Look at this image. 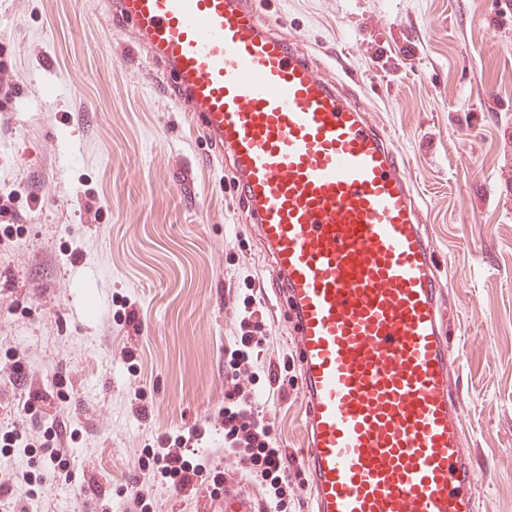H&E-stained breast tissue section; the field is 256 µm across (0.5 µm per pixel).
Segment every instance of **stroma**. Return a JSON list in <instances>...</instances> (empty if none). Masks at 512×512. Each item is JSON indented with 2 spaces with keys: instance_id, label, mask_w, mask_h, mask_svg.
I'll use <instances>...</instances> for the list:
<instances>
[{
  "instance_id": "35a3bbf8",
  "label": "stroma",
  "mask_w": 512,
  "mask_h": 512,
  "mask_svg": "<svg viewBox=\"0 0 512 512\" xmlns=\"http://www.w3.org/2000/svg\"><path fill=\"white\" fill-rule=\"evenodd\" d=\"M326 69L344 66L408 160L447 284L450 372L481 512H512V0H260ZM143 43L101 0H0V512H110L161 436L224 450V380L240 327L274 447L307 444L289 315L223 163L160 90ZM27 355L23 376L7 361ZM33 409H26V401ZM69 436L60 468L39 448ZM32 470V484L12 474ZM264 512H310L304 473ZM155 512H210L206 484L155 487Z\"/></svg>"
}]
</instances>
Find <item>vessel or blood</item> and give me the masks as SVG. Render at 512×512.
Segmentation results:
<instances>
[{
  "instance_id": "vessel-or-blood-1",
  "label": "vessel or blood",
  "mask_w": 512,
  "mask_h": 512,
  "mask_svg": "<svg viewBox=\"0 0 512 512\" xmlns=\"http://www.w3.org/2000/svg\"><path fill=\"white\" fill-rule=\"evenodd\" d=\"M229 158L291 315L313 512H477L446 291L406 160L256 0H103ZM217 512H260L250 489Z\"/></svg>"
}]
</instances>
